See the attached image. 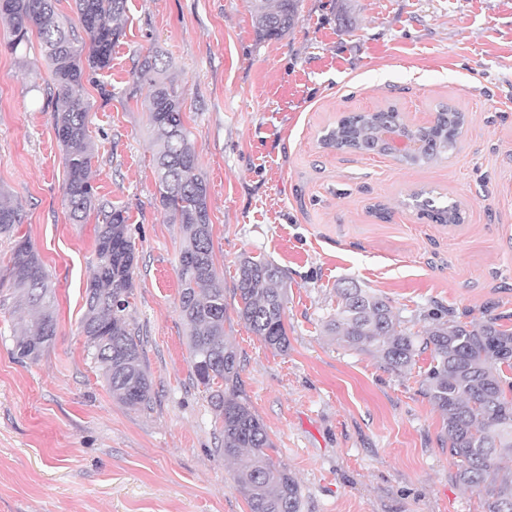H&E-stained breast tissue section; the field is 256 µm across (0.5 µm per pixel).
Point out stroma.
Returning a JSON list of instances; mask_svg holds the SVG:
<instances>
[{
  "label": "stroma",
  "mask_w": 512,
  "mask_h": 512,
  "mask_svg": "<svg viewBox=\"0 0 512 512\" xmlns=\"http://www.w3.org/2000/svg\"><path fill=\"white\" fill-rule=\"evenodd\" d=\"M121 25L111 69L86 86L88 134L97 192L125 210L135 244L128 314L152 401L119 402L86 351L96 221L71 223L62 204L38 35L13 52L0 23V188L22 207L16 234L49 271L58 314L48 351L20 363L11 349L30 315L0 307V512H249L179 313L182 233L159 203L147 91L130 79L151 48L172 59L207 182L224 333L270 455L300 484V512H484L422 392L429 352L394 371L327 323L353 283L414 334L437 310L512 328V0H299L294 28L271 40L251 0H128ZM442 104L466 122L434 163L320 143L348 115L394 107L420 127ZM416 191L458 203L461 222L433 221L412 206ZM244 254L283 271L287 351L238 317Z\"/></svg>",
  "instance_id": "35a3bbf8"
}]
</instances>
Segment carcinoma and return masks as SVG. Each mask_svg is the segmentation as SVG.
Masks as SVG:
<instances>
[{"instance_id":"carcinoma-1","label":"carcinoma","mask_w":512,"mask_h":512,"mask_svg":"<svg viewBox=\"0 0 512 512\" xmlns=\"http://www.w3.org/2000/svg\"><path fill=\"white\" fill-rule=\"evenodd\" d=\"M57 0H0V22L8 25L15 51L37 30L53 76L51 112L65 165L63 203L73 224L95 215V268L85 291L86 312L80 323L85 347L99 364L112 396L128 407L145 406L152 384L140 340L127 317L133 294L135 246L125 211L98 196L93 185L94 145L88 136L90 103L85 83L112 68V47L121 35L118 21L127 0H73L74 13L88 38H78L60 15ZM298 0H253L252 11L260 36L280 38L295 25ZM172 61L148 50L130 72L132 83L146 86L150 125L158 145L155 158L159 202L174 224L180 225L182 247L177 270L181 286L179 310L189 329L193 374L222 423L226 459L240 461L234 482L249 512H300L301 491L288 468L265 452L272 447L265 425L252 411L242 388L240 360L224 335V284L213 261L207 184L182 119L183 99ZM465 116L440 105L429 126L412 129L395 109L342 118L323 139L336 149L363 151L384 126L418 145L396 158L407 165L431 163L457 147L456 128ZM423 210L441 224H458L457 204L435 206L428 198ZM18 206L0 200V235L13 237L21 223ZM11 298L19 308L35 311L12 349L19 362H36L57 333L55 292L33 244L14 241L10 258ZM236 295L240 320L267 345L288 350L285 327L286 284L272 262L244 254L238 263ZM336 318L327 324L354 349L374 352L389 368L402 370L416 351H430V367L422 381L424 395L440 411L448 435V449L457 458V479L485 492V512H512V470L500 466L512 458V382L489 363L512 369V328L489 317L462 322L429 314L422 336L399 329L389 301L355 284L340 288Z\"/></svg>"}]
</instances>
